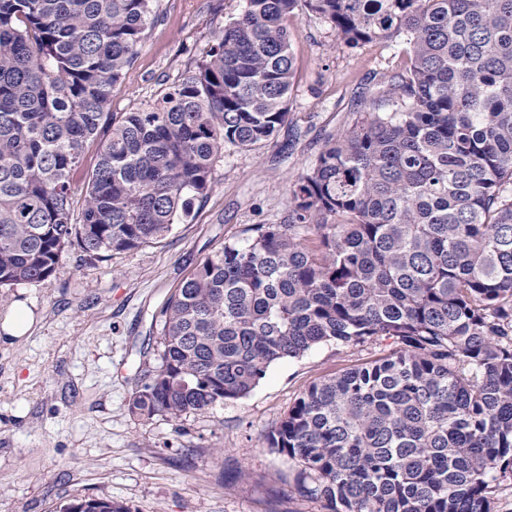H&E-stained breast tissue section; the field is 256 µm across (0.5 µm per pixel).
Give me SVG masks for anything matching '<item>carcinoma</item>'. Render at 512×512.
I'll return each mask as SVG.
<instances>
[{"mask_svg": "<svg viewBox=\"0 0 512 512\" xmlns=\"http://www.w3.org/2000/svg\"><path fill=\"white\" fill-rule=\"evenodd\" d=\"M155 0H0V287L163 240L224 149L288 124V19L349 48L409 46L293 182L166 300L161 363L129 399L177 421L247 396L313 347H380L315 380L268 447L328 512H497L512 482V0H243L196 67L134 112L112 88ZM103 138L79 216L71 185Z\"/></svg>", "mask_w": 512, "mask_h": 512, "instance_id": "cac0c4a2", "label": "carcinoma"}]
</instances>
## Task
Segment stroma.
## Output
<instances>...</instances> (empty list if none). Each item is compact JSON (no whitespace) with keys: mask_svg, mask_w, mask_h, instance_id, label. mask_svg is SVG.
I'll use <instances>...</instances> for the list:
<instances>
[{"mask_svg":"<svg viewBox=\"0 0 512 512\" xmlns=\"http://www.w3.org/2000/svg\"><path fill=\"white\" fill-rule=\"evenodd\" d=\"M240 7L156 0L144 44L112 89V111L154 102ZM288 31L295 75L287 126L255 150L225 153L190 221L105 261L68 248L50 278L0 288V318L21 303L32 318L24 337L0 333V512H61L84 498L131 512H325L296 494L297 464L272 452L265 436L312 381L370 351L318 345L271 365L246 397L179 421L141 419L128 408L144 371L161 362L160 311L183 278L247 225L286 221L297 175L351 124L361 98L379 97L375 74L408 65L402 45L338 46L304 8Z\"/></svg>","mask_w":512,"mask_h":512,"instance_id":"stroma-1","label":"stroma"}]
</instances>
